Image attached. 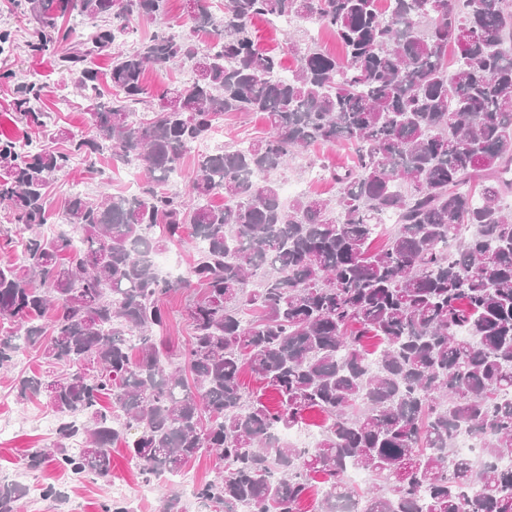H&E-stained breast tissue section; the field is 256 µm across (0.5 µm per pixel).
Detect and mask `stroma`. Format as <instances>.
<instances>
[{
  "label": "stroma",
  "instance_id": "35a3bbf8",
  "mask_svg": "<svg viewBox=\"0 0 512 512\" xmlns=\"http://www.w3.org/2000/svg\"><path fill=\"white\" fill-rule=\"evenodd\" d=\"M14 24L18 49L10 62L19 67L21 74L43 75L55 87L49 93L46 104L55 112L60 127L72 131H84V110L81 100L74 95L62 94L59 84L61 78L53 71L51 59L47 56H29L25 46L33 36V26L29 23H13L6 10V0H0V27ZM350 151L346 145L317 146L296 158L292 167L281 174V181H301L299 172L310 166L326 164L332 167L348 165ZM107 185L114 194H132L136 188L127 167L113 164L109 156H102L94 163L75 161L70 171L57 179L51 187V196L55 207H63L71 192L81 191L89 195L96 194L100 185ZM38 349L26 348L20 353L14 367L10 370L0 369V422L11 423L10 432L0 434V479L23 483L35 480L38 483L58 485L66 496L60 501L24 500L18 512H101L102 504L110 500L113 490L125 488L135 512H159V495L142 496L138 487L142 477L128 461L123 446L112 449V475L107 480L72 481L65 472L55 467H47L39 472H29L23 465L27 449L39 448L50 444L53 433L45 426V421L52 412L44 400H34L25 404L17 403L14 398V386L24 376L48 371ZM224 464L216 455H203L189 463L183 476L184 483L169 484V491L178 493L186 512H207L192 496L191 490L199 482L214 478L222 471Z\"/></svg>",
  "mask_w": 512,
  "mask_h": 512
}]
</instances>
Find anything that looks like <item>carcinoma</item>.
I'll use <instances>...</instances> for the list:
<instances>
[{
    "mask_svg": "<svg viewBox=\"0 0 512 512\" xmlns=\"http://www.w3.org/2000/svg\"><path fill=\"white\" fill-rule=\"evenodd\" d=\"M120 2L8 0L38 24L29 53L51 55L88 127L59 137L49 82L0 70L34 130L23 146L0 140V244L24 246L0 264V369L26 345L69 367L15 385L17 402L42 396L57 418L26 468L106 480L120 443L145 479L216 454L224 471L194 488L214 512H301L316 475L311 512L339 498L358 512H512L499 464L512 453V0H224L220 16L196 0L183 34L169 0ZM136 16L158 28L125 50ZM283 17L332 31L345 56L291 40L298 67L281 77L251 22ZM177 62L192 79L152 92L147 72ZM238 112L263 113L267 133L197 155L188 195L169 190ZM336 143L354 153L322 168L336 195L283 202L271 175ZM104 154L144 172L137 193L78 192L56 216L50 185ZM57 218L80 242L41 232ZM188 239L194 262L161 278L150 254ZM182 290L192 334L170 363L165 303ZM246 369L276 405L247 390ZM313 410L314 447L272 436ZM461 430L481 437V464L456 451ZM356 467L363 488L346 480ZM26 494L1 481L0 512Z\"/></svg>",
    "mask_w": 512,
    "mask_h": 512,
    "instance_id": "obj_1",
    "label": "carcinoma"
}]
</instances>
